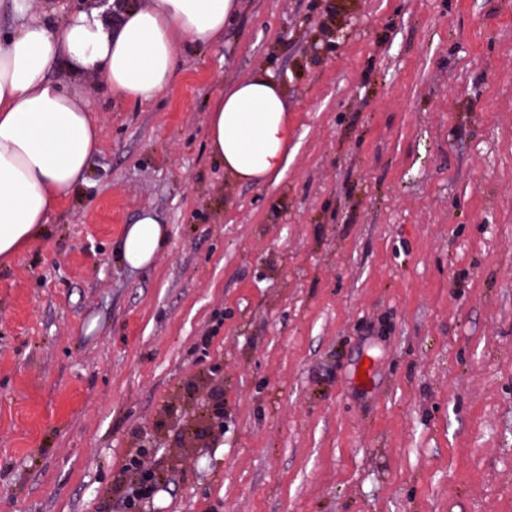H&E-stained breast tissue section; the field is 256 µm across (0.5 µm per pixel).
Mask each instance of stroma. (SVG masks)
<instances>
[{"mask_svg": "<svg viewBox=\"0 0 512 512\" xmlns=\"http://www.w3.org/2000/svg\"><path fill=\"white\" fill-rule=\"evenodd\" d=\"M260 69L288 166L234 183L206 120ZM80 90L86 177L0 266V512H128L145 434L138 512H512V0H240L154 100ZM167 242V227L151 210L140 213L126 225L118 247L119 259L132 269L152 265ZM207 396V411L210 412L207 427L201 426L196 432L192 431L196 440L207 439L212 432L222 431L224 428V382L210 377ZM124 471L126 473H131L134 476L131 496L137 495L139 493L140 490L138 487V482L142 478L149 477L153 479L155 482V487L162 483L161 476L149 466L147 462V451L143 448L138 449L135 454L130 455L127 463L124 465Z\"/></svg>", "mask_w": 512, "mask_h": 512, "instance_id": "35a3bbf8", "label": "stroma"}]
</instances>
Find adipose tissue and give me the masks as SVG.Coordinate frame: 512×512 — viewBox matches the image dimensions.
I'll use <instances>...</instances> for the list:
<instances>
[{"mask_svg": "<svg viewBox=\"0 0 512 512\" xmlns=\"http://www.w3.org/2000/svg\"><path fill=\"white\" fill-rule=\"evenodd\" d=\"M16 30L0 40V261L44 231L57 201L83 182L100 130L76 85L86 74L124 98L148 102L173 82L183 48L219 41L239 0H105L67 17L62 30L13 0ZM66 64L68 81L52 78ZM207 133L225 174L236 182L279 179L292 128L283 88L258 71L225 89ZM167 228L142 211L118 247L128 267L152 265Z\"/></svg>", "mask_w": 512, "mask_h": 512, "instance_id": "adipose-tissue-1", "label": "adipose tissue"}]
</instances>
